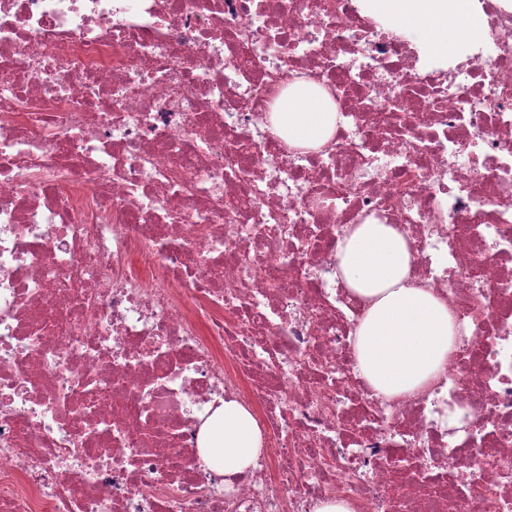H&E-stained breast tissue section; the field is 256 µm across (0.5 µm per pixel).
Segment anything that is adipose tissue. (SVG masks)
<instances>
[{"label":"adipose tissue","mask_w":512,"mask_h":512,"mask_svg":"<svg viewBox=\"0 0 512 512\" xmlns=\"http://www.w3.org/2000/svg\"><path fill=\"white\" fill-rule=\"evenodd\" d=\"M370 12L416 36L431 54L458 55L480 37L477 0H367ZM273 126L292 147L324 145L336 127L327 95L300 82L281 97ZM336 276L365 305L356 331L361 374L387 397H411L438 378L458 346L453 311L412 269L411 248L391 224H356L338 243ZM264 447L252 411L234 399L203 426L204 461L224 476L257 468Z\"/></svg>","instance_id":"1"}]
</instances>
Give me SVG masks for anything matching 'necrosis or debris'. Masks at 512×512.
<instances>
[{
	"label": "necrosis or debris",
	"instance_id": "obj_1",
	"mask_svg": "<svg viewBox=\"0 0 512 512\" xmlns=\"http://www.w3.org/2000/svg\"><path fill=\"white\" fill-rule=\"evenodd\" d=\"M459 59L364 0H0V512H512V9ZM338 114L271 129L296 80ZM398 226L461 347L355 370L343 228ZM265 436L225 485L228 399ZM292 92L281 97L273 112V126L291 147L318 148L332 136L336 127V112L329 97L317 95L309 86L312 82L296 81ZM309 85V86H308ZM263 447L256 417L235 399L225 400L223 408L216 411L199 435L202 458L227 477L257 468Z\"/></svg>",
	"mask_w": 512,
	"mask_h": 512
}]
</instances>
